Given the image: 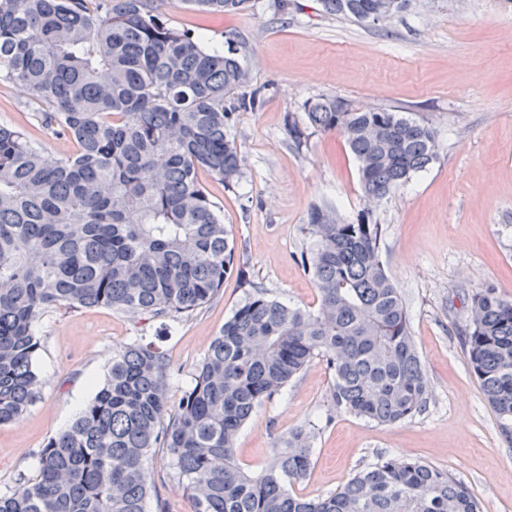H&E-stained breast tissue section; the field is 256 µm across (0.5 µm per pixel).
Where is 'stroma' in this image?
Here are the masks:
<instances>
[{"mask_svg": "<svg viewBox=\"0 0 512 512\" xmlns=\"http://www.w3.org/2000/svg\"><path fill=\"white\" fill-rule=\"evenodd\" d=\"M169 26L239 53L260 89L263 107L238 113L237 144L245 156L236 190L208 174L200 180L221 206L244 252L248 278L269 297L316 308L302 255V228L312 205L353 218L365 202L357 164L342 139L316 134L295 147L289 119L303 104L341 97L361 107L411 113L438 133L439 156L378 208L386 227L382 257L411 313L417 350L432 388L414 418L379 425L348 414L326 419L331 376L313 362L281 394L256 409L236 453L250 473L266 465L275 439L306 421L319 423L309 475L295 485L314 498L334 492L378 455L414 457L448 470L470 488L482 512H512V444L472 375L459 337L468 295L485 284L512 299V0H415L386 29L326 14L320 0H255L237 15L214 16L179 0H155ZM40 101L0 82V124L23 129L52 157L67 156L37 121ZM244 293L238 277L192 317L162 327L138 325L107 307L51 309L41 318L34 358L40 395L21 422L0 425V492L36 469V453L93 399L112 352L136 337L155 341L173 367L170 404H178L210 340ZM151 497L166 512H194L171 475L166 449L149 459Z\"/></svg>", "mask_w": 512, "mask_h": 512, "instance_id": "1", "label": "stroma"}]
</instances>
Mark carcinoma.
I'll return each instance as SVG.
<instances>
[{"label": "carcinoma", "instance_id": "carcinoma-1", "mask_svg": "<svg viewBox=\"0 0 512 512\" xmlns=\"http://www.w3.org/2000/svg\"><path fill=\"white\" fill-rule=\"evenodd\" d=\"M152 0H0V82L46 106L36 114L75 150L63 159L0 125V425L18 423L38 393L36 328L50 309L103 306L134 322L180 321L236 275L244 300L169 405L171 365L137 338L114 351L103 385L37 453L34 475L0 495V512H148L147 459L167 449L194 512H481L468 486L416 458L389 454L325 496L293 492L312 467L317 424L288 433L258 474L235 442L254 410L318 360L332 376L328 406L392 425L432 395L401 291L381 258L375 207L436 161L424 121L339 97L288 121L298 148L335 133L358 164L365 206L352 220L314 207L302 257L318 307L266 296L246 277L240 247L199 181L232 191L244 157L233 130L263 103L232 45H204L168 26ZM214 14L251 0H181ZM367 23L409 0H320ZM470 368L512 442V300L470 295L462 331Z\"/></svg>", "mask_w": 512, "mask_h": 512}]
</instances>
